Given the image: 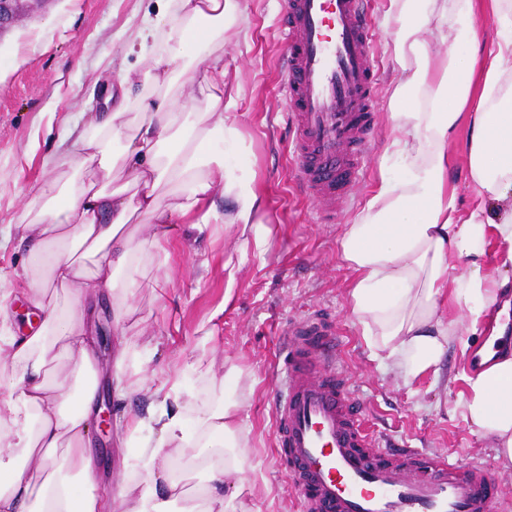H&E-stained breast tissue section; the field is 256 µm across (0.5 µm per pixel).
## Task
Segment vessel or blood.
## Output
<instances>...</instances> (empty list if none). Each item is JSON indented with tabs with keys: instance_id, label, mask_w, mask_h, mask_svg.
<instances>
[{
	"instance_id": "obj_1",
	"label": "vessel or blood",
	"mask_w": 512,
	"mask_h": 512,
	"mask_svg": "<svg viewBox=\"0 0 512 512\" xmlns=\"http://www.w3.org/2000/svg\"><path fill=\"white\" fill-rule=\"evenodd\" d=\"M283 116L299 187L334 223L374 148L377 73L368 0H284ZM275 368V445L299 512H501L494 475L447 455L381 445L337 370L325 317L292 319Z\"/></svg>"
}]
</instances>
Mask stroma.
Instances as JSON below:
<instances>
[{"mask_svg": "<svg viewBox=\"0 0 512 512\" xmlns=\"http://www.w3.org/2000/svg\"><path fill=\"white\" fill-rule=\"evenodd\" d=\"M239 2L243 15L224 33V96L235 102L241 142L225 145L224 158L253 177L262 215L276 231L260 258L239 250L234 226L212 237L188 222L177 224L164 250L135 272L138 286L122 323L113 325L111 301L99 308L101 326L112 333L111 341L96 342L102 384L110 382L124 338L138 345L134 367L150 374L171 369L177 359L212 366L214 380L200 385L206 401L223 393L225 372L237 368L248 457L242 499L249 512H296L273 441L271 372L289 319L319 311L336 327L337 365L358 394L360 417L374 437L487 466L496 474L499 498L512 502V468L502 466L489 439L455 408L461 390L455 376L467 366L457 349L449 348L437 373L405 387L372 357L349 306L354 274L342 259L340 241L370 198L396 136L386 118L402 77L390 53V0H371L379 69L376 146L349 209L333 224L317 223V204L300 190L289 160L276 27L283 0ZM155 7L154 0H51L0 34V231L10 235L0 245V270L17 276L5 299L14 327L40 323L19 298L28 278L19 225L44 206L37 195L41 186L87 178L72 144L97 135L106 97L118 92L123 75L143 70L145 53L127 46L125 32ZM163 277L170 285L161 291L155 281ZM230 278L235 286L228 297ZM92 454L101 487L122 480L128 451L120 447L117 429L97 441Z\"/></svg>", "mask_w": 512, "mask_h": 512, "instance_id": "obj_1", "label": "stroma"}]
</instances>
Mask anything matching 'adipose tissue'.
<instances>
[{
	"label": "adipose tissue",
	"mask_w": 512,
	"mask_h": 512,
	"mask_svg": "<svg viewBox=\"0 0 512 512\" xmlns=\"http://www.w3.org/2000/svg\"><path fill=\"white\" fill-rule=\"evenodd\" d=\"M478 0H390L397 23L392 56L406 80L395 85L387 119L400 136L392 143L396 174L381 173L367 206L341 239L342 259L354 272L351 311L367 345L404 385L437 373L450 345L468 350L500 290L512 283V0H479L495 17L493 35L474 26ZM128 39L158 44L136 85L109 95L99 136L75 147L81 166L96 178L57 189L22 226L25 264L34 277L25 290L42 317L40 329L15 336L0 319V442L19 449L22 467L0 468V512H171L187 492L175 461L206 470L199 503L186 512H246V461L239 402L233 393L202 401L183 377L158 387L138 370L112 381L122 410L118 426L136 455L126 477L100 490L91 425L97 383L93 313L102 292L125 274L112 299L121 322L134 273L150 251L162 249L174 219L220 224L215 193L235 200L242 250L264 255L273 234L259 216L252 181L224 160L220 143H239L238 115L224 102V30L241 13L238 0H156ZM431 31L448 55L430 59L421 38ZM466 53H458L459 44ZM203 104L183 109V99ZM469 185L468 208L458 204L448 142L459 128ZM120 153H113V143ZM152 222L134 241L129 226ZM66 291L65 304L46 296ZM463 312L466 328L448 319L449 305ZM502 328L463 373L457 408L465 421L494 441L498 458L512 464V353L498 344ZM76 360L78 372L54 364L53 353ZM151 391L145 411L123 404Z\"/></svg>",
	"instance_id": "obj_1"
}]
</instances>
